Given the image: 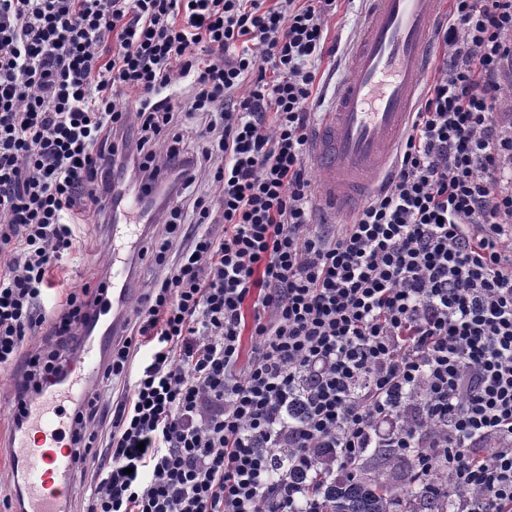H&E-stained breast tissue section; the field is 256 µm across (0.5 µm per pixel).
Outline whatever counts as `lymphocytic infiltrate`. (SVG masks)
I'll list each match as a JSON object with an SVG mask.
<instances>
[{"label":"lymphocytic infiltrate","instance_id":"obj_1","mask_svg":"<svg viewBox=\"0 0 512 512\" xmlns=\"http://www.w3.org/2000/svg\"><path fill=\"white\" fill-rule=\"evenodd\" d=\"M453 2L388 180L329 227L307 158L337 0H0L13 419L71 366L93 291L43 299L113 172L175 194L151 251L166 273L102 374L122 394L73 413L84 512H313L295 471L366 448L475 490L457 512H512V0Z\"/></svg>","mask_w":512,"mask_h":512}]
</instances>
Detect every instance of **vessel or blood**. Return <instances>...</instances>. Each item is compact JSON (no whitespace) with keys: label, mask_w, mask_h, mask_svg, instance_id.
Returning a JSON list of instances; mask_svg holds the SVG:
<instances>
[{"label":"vessel or blood","mask_w":512,"mask_h":512,"mask_svg":"<svg viewBox=\"0 0 512 512\" xmlns=\"http://www.w3.org/2000/svg\"><path fill=\"white\" fill-rule=\"evenodd\" d=\"M442 0H364L363 24L345 72L323 106L309 147L321 170L320 193L340 210L372 189L394 160L420 93ZM151 192L130 185L107 228L110 272L91 319L79 328L75 362L60 384L30 400L11 435L18 512H69L72 488L69 412L88 398L105 363L108 340L124 335L132 312L131 260L145 246V227L129 223Z\"/></svg>","instance_id":"obj_1"}]
</instances>
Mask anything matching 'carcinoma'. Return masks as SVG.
I'll use <instances>...</instances> for the list:
<instances>
[{
	"label": "carcinoma",
	"mask_w": 512,
	"mask_h": 512,
	"mask_svg": "<svg viewBox=\"0 0 512 512\" xmlns=\"http://www.w3.org/2000/svg\"><path fill=\"white\" fill-rule=\"evenodd\" d=\"M319 512H452L455 491L437 473L416 483L411 465L394 448H369L356 462L321 460L313 476Z\"/></svg>",
	"instance_id": "obj_1"
}]
</instances>
